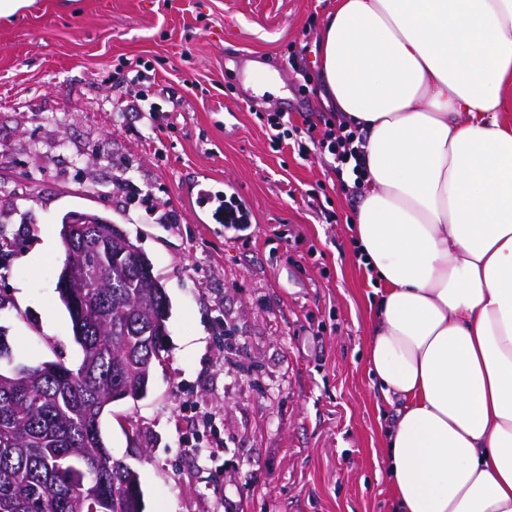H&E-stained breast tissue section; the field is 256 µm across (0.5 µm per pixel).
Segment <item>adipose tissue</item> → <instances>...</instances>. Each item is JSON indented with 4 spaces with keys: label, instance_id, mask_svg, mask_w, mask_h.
<instances>
[{
    "label": "adipose tissue",
    "instance_id": "1",
    "mask_svg": "<svg viewBox=\"0 0 512 512\" xmlns=\"http://www.w3.org/2000/svg\"><path fill=\"white\" fill-rule=\"evenodd\" d=\"M319 82L363 132L368 363L401 512H512V0H336Z\"/></svg>",
    "mask_w": 512,
    "mask_h": 512
}]
</instances>
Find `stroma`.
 <instances>
[{
	"mask_svg": "<svg viewBox=\"0 0 512 512\" xmlns=\"http://www.w3.org/2000/svg\"><path fill=\"white\" fill-rule=\"evenodd\" d=\"M334 0H32L0 18V331L13 364H78L56 289L63 217L118 224L169 301L147 395L112 403L107 448L145 512H397L379 439L394 415L369 370L374 277L330 157L274 144L268 115L319 121L317 38ZM140 66L174 118L118 112ZM268 68L277 91L245 80ZM237 194L244 233L198 185ZM334 211L319 221L315 209Z\"/></svg>",
	"mask_w": 512,
	"mask_h": 512,
	"instance_id": "35a3bbf8",
	"label": "stroma"
}]
</instances>
